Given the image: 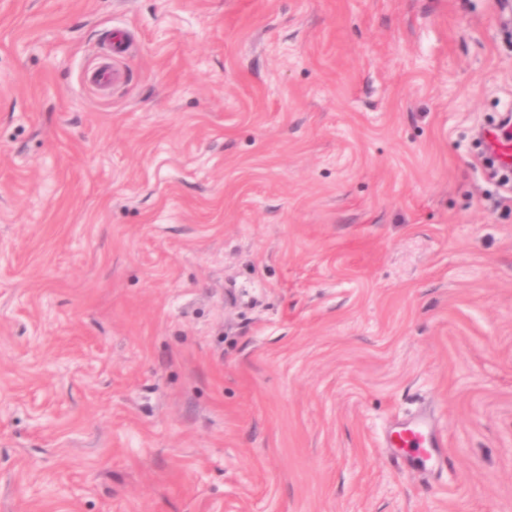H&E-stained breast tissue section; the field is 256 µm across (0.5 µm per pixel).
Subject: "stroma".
<instances>
[{
	"label": "stroma",
	"instance_id": "stroma-1",
	"mask_svg": "<svg viewBox=\"0 0 512 512\" xmlns=\"http://www.w3.org/2000/svg\"><path fill=\"white\" fill-rule=\"evenodd\" d=\"M507 112L512 0H0V512H512ZM499 129L495 127L487 131V147L494 158L510 169L512 168V148L509 142L501 139ZM395 448L404 452L426 455L439 465H449L450 460L445 454V441L437 433L433 418L426 412L412 415L388 436Z\"/></svg>",
	"mask_w": 512,
	"mask_h": 512
}]
</instances>
